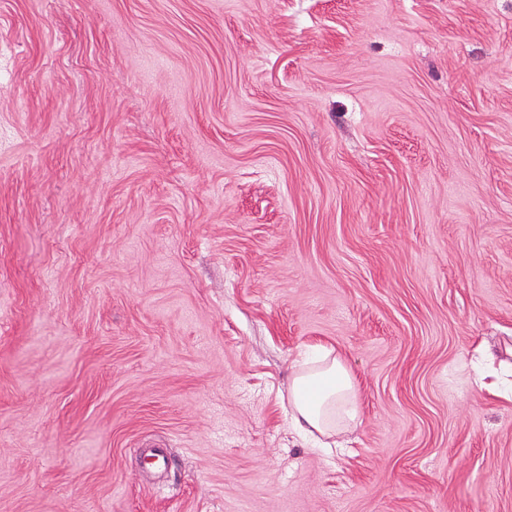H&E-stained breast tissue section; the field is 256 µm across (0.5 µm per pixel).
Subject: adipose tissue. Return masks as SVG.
<instances>
[{"label": "adipose tissue", "mask_w": 512, "mask_h": 512, "mask_svg": "<svg viewBox=\"0 0 512 512\" xmlns=\"http://www.w3.org/2000/svg\"><path fill=\"white\" fill-rule=\"evenodd\" d=\"M294 426L309 437H332L358 418L353 378L343 362L324 351L317 366L299 369L290 384Z\"/></svg>", "instance_id": "ef3b65f1"}]
</instances>
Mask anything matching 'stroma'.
Masks as SVG:
<instances>
[{"label":"stroma","mask_w":512,"mask_h":512,"mask_svg":"<svg viewBox=\"0 0 512 512\" xmlns=\"http://www.w3.org/2000/svg\"><path fill=\"white\" fill-rule=\"evenodd\" d=\"M0 512H512V0H0ZM332 354V350H325L319 365L300 368L290 384L292 423L319 449L331 448L319 436L330 438L358 418L353 378L343 362Z\"/></svg>","instance_id":"obj_1"}]
</instances>
